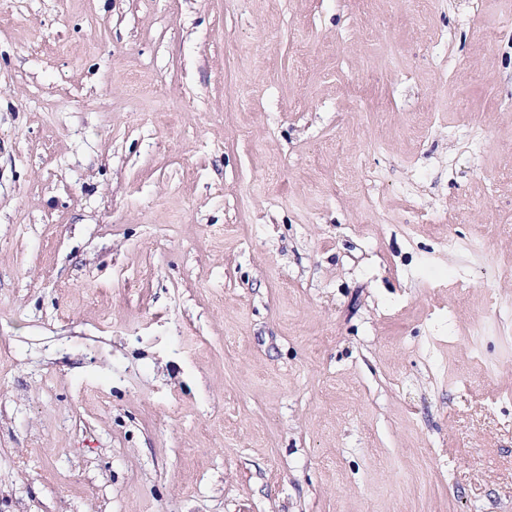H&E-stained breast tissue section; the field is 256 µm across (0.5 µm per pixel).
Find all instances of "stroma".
Segmentation results:
<instances>
[{
	"label": "stroma",
	"mask_w": 512,
	"mask_h": 512,
	"mask_svg": "<svg viewBox=\"0 0 512 512\" xmlns=\"http://www.w3.org/2000/svg\"><path fill=\"white\" fill-rule=\"evenodd\" d=\"M0 10V512H512V0Z\"/></svg>",
	"instance_id": "1"
}]
</instances>
